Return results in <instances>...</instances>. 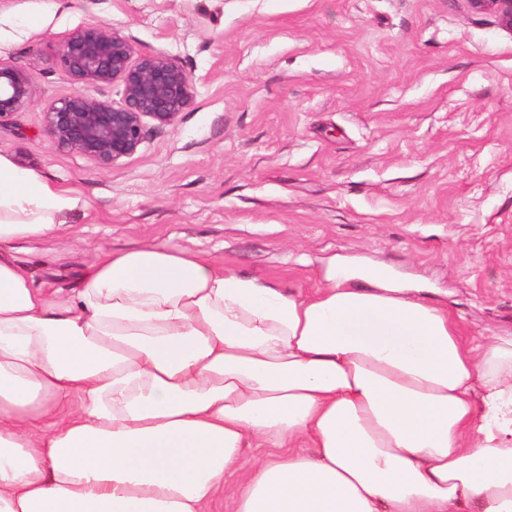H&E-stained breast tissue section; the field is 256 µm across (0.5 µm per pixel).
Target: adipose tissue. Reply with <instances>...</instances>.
I'll return each mask as SVG.
<instances>
[{
	"label": "adipose tissue",
	"mask_w": 512,
	"mask_h": 512,
	"mask_svg": "<svg viewBox=\"0 0 512 512\" xmlns=\"http://www.w3.org/2000/svg\"><path fill=\"white\" fill-rule=\"evenodd\" d=\"M79 205L0 155V512H512V335L467 346L377 269L288 295L168 244L35 285L19 243Z\"/></svg>",
	"instance_id": "obj_1"
}]
</instances>
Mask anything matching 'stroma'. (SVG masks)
Instances as JSON below:
<instances>
[{
  "mask_svg": "<svg viewBox=\"0 0 512 512\" xmlns=\"http://www.w3.org/2000/svg\"><path fill=\"white\" fill-rule=\"evenodd\" d=\"M87 24L194 84L108 168L43 132L82 89L56 40ZM0 56L36 77L0 154L81 201L20 246L35 284L79 289L100 251L152 242L288 293L354 258L445 301L470 343L512 333V31L467 0H0Z\"/></svg>",
  "mask_w": 512,
  "mask_h": 512,
  "instance_id": "stroma-1",
  "label": "stroma"
}]
</instances>
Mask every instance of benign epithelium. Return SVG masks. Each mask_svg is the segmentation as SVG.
<instances>
[{
	"label": "benign epithelium",
	"instance_id": "7a95c632",
	"mask_svg": "<svg viewBox=\"0 0 512 512\" xmlns=\"http://www.w3.org/2000/svg\"><path fill=\"white\" fill-rule=\"evenodd\" d=\"M475 12L494 14L512 31V0H467ZM56 58L63 71L86 87L119 82V104L73 93L45 112L44 131L57 146L76 150L100 167L135 154L143 142L145 121L170 125L192 102L193 85L171 57L140 55L118 31L88 24L57 37ZM31 69L0 57V122L28 108L35 99Z\"/></svg>",
	"mask_w": 512,
	"mask_h": 512
}]
</instances>
